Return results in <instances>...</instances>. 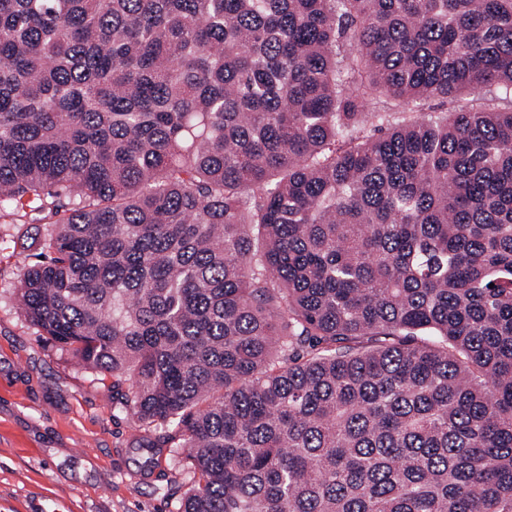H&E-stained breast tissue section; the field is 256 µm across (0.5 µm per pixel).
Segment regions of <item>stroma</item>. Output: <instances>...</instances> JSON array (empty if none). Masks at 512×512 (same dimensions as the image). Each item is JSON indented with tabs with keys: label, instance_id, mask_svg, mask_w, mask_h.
Masks as SVG:
<instances>
[{
	"label": "stroma",
	"instance_id": "obj_1",
	"mask_svg": "<svg viewBox=\"0 0 512 512\" xmlns=\"http://www.w3.org/2000/svg\"><path fill=\"white\" fill-rule=\"evenodd\" d=\"M0 223V512H177L186 471L173 458L140 473L133 420L92 374L18 311L31 252Z\"/></svg>",
	"mask_w": 512,
	"mask_h": 512
}]
</instances>
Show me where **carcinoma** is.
<instances>
[{
    "label": "carcinoma",
    "mask_w": 512,
    "mask_h": 512,
    "mask_svg": "<svg viewBox=\"0 0 512 512\" xmlns=\"http://www.w3.org/2000/svg\"><path fill=\"white\" fill-rule=\"evenodd\" d=\"M0 209L178 512H512V0H0Z\"/></svg>",
    "instance_id": "obj_1"
}]
</instances>
